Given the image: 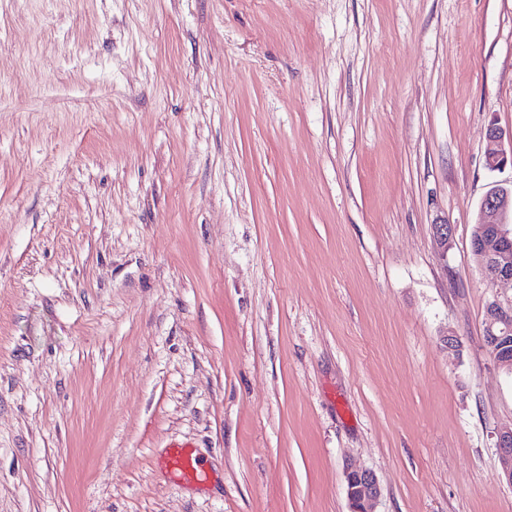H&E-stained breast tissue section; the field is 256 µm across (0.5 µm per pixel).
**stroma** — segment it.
<instances>
[{"instance_id":"obj_1","label":"stroma","mask_w":512,"mask_h":512,"mask_svg":"<svg viewBox=\"0 0 512 512\" xmlns=\"http://www.w3.org/2000/svg\"><path fill=\"white\" fill-rule=\"evenodd\" d=\"M493 122L512 0H0V512H512ZM471 249L491 283L512 284V185L495 187L483 198L473 224ZM485 342L494 359L501 367L512 374V355L501 353L504 345L508 344L512 334V298L502 302L498 297L490 300L485 314ZM496 448L501 459V478L512 485V423L498 430ZM168 467L189 482L203 484L208 480L204 466L185 448H173L167 457ZM346 482L351 512H374L373 503L380 492L374 474L366 469L351 468L346 473Z\"/></svg>"}]
</instances>
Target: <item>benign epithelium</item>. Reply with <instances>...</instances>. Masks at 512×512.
<instances>
[{"instance_id":"obj_1","label":"benign epithelium","mask_w":512,"mask_h":512,"mask_svg":"<svg viewBox=\"0 0 512 512\" xmlns=\"http://www.w3.org/2000/svg\"><path fill=\"white\" fill-rule=\"evenodd\" d=\"M485 139L484 159L489 169L512 164V132L507 134L493 123L487 128ZM471 249L490 282H512V187H495L483 198L473 224ZM484 327L487 348L498 365L512 373V355L501 353L512 337V299L490 300ZM496 448L502 465L501 478L512 485V425L498 430ZM346 482L351 512H373L379 495L374 474L351 468L346 473Z\"/></svg>"}]
</instances>
